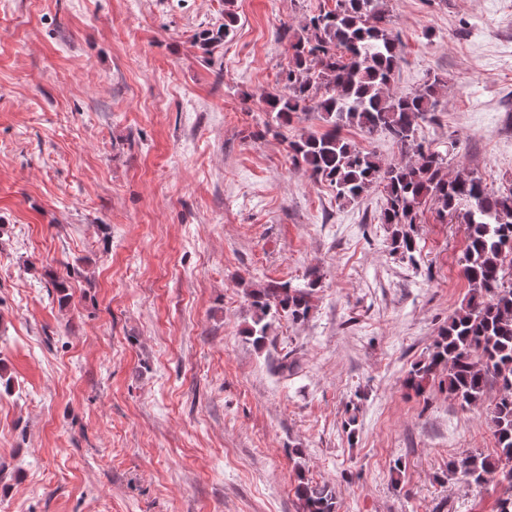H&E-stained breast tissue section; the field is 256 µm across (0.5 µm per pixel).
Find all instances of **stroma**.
Segmentation results:
<instances>
[{
  "mask_svg": "<svg viewBox=\"0 0 512 512\" xmlns=\"http://www.w3.org/2000/svg\"><path fill=\"white\" fill-rule=\"evenodd\" d=\"M334 4L0 0V512H300L301 473L338 512H496L504 485L448 463L493 452L499 386L405 385L469 290L464 224L426 203L415 262L391 254L381 189L342 205L293 164L318 113L264 110L278 29ZM387 8L393 91L445 81L420 141L512 191V0ZM313 275L256 347L247 286ZM237 16L232 9L224 10V23L217 28L205 29L197 34L194 44L204 54L211 53V48L226 41L234 32Z\"/></svg>",
  "mask_w": 512,
  "mask_h": 512,
  "instance_id": "1",
  "label": "stroma"
}]
</instances>
